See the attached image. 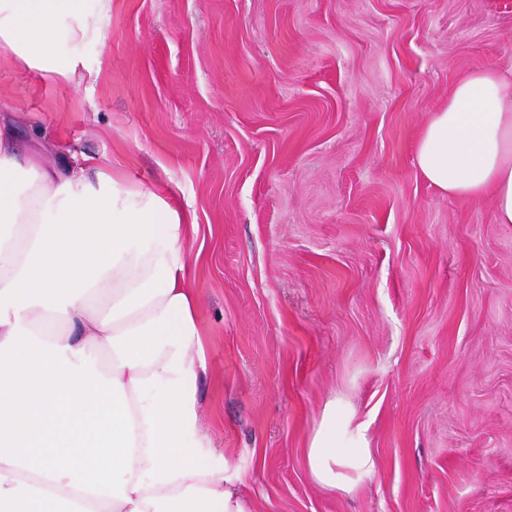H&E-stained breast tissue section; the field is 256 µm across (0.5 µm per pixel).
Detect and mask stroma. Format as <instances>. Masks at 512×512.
<instances>
[{"label":"stroma","mask_w":512,"mask_h":512,"mask_svg":"<svg viewBox=\"0 0 512 512\" xmlns=\"http://www.w3.org/2000/svg\"><path fill=\"white\" fill-rule=\"evenodd\" d=\"M84 6L73 87L0 48V111L194 218L199 406L248 512H512V225L414 159L470 71L512 72V0ZM331 403L373 462L336 489ZM311 473L321 484L335 487L344 481V469H369L372 460L365 448H347L336 442V406H331L315 430L307 451Z\"/></svg>","instance_id":"stroma-1"}]
</instances>
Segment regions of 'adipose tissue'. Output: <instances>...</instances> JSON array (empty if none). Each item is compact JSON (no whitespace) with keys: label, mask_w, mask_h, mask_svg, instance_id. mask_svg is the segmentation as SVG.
Returning a JSON list of instances; mask_svg holds the SVG:
<instances>
[{"label":"adipose tissue","mask_w":512,"mask_h":512,"mask_svg":"<svg viewBox=\"0 0 512 512\" xmlns=\"http://www.w3.org/2000/svg\"><path fill=\"white\" fill-rule=\"evenodd\" d=\"M84 0H0V47L60 85L100 32ZM423 178L494 201L512 224V80L489 64L432 112ZM194 226L166 190L91 155L42 167L0 114V512H247L202 427ZM315 479L371 468L328 409L307 451Z\"/></svg>","instance_id":"adipose-tissue-1"}]
</instances>
